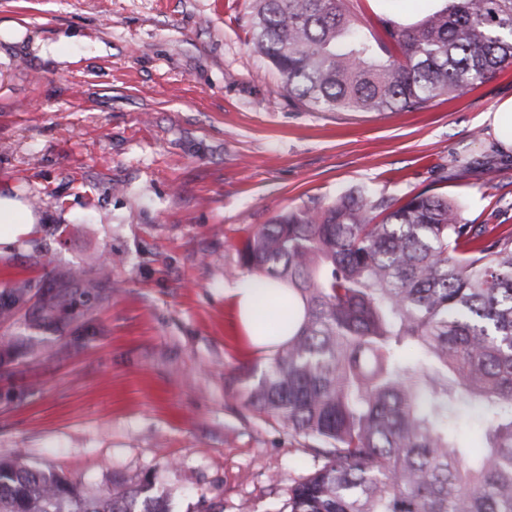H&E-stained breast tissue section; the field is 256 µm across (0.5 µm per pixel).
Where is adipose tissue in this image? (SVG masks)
Segmentation results:
<instances>
[{
    "label": "adipose tissue",
    "instance_id": "adipose-tissue-1",
    "mask_svg": "<svg viewBox=\"0 0 512 512\" xmlns=\"http://www.w3.org/2000/svg\"><path fill=\"white\" fill-rule=\"evenodd\" d=\"M34 228L35 219L20 200L0 196V249L10 248L18 237L32 233ZM271 293L268 284L250 278L224 291L236 308L242 338L255 349L269 342L265 329L279 319L278 313L265 304Z\"/></svg>",
    "mask_w": 512,
    "mask_h": 512
}]
</instances>
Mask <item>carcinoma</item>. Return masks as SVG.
Here are the masks:
<instances>
[{"label":"carcinoma","mask_w":512,"mask_h":512,"mask_svg":"<svg viewBox=\"0 0 512 512\" xmlns=\"http://www.w3.org/2000/svg\"><path fill=\"white\" fill-rule=\"evenodd\" d=\"M347 0H253L254 53L311 112H413L512 65V0H440L368 34ZM240 265L278 288L288 340L259 352L245 403L311 443L283 512H512V229L428 190L360 188L263 225ZM71 279L112 283V257ZM474 410L481 446L458 443ZM115 482L88 501L0 465V512H171Z\"/></svg>","instance_id":"carcinoma-1"}]
</instances>
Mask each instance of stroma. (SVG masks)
<instances>
[{
    "instance_id": "stroma-1",
    "label": "stroma",
    "mask_w": 512,
    "mask_h": 512,
    "mask_svg": "<svg viewBox=\"0 0 512 512\" xmlns=\"http://www.w3.org/2000/svg\"><path fill=\"white\" fill-rule=\"evenodd\" d=\"M430 0H349L409 24ZM252 0H0V194L34 231L0 253V463L53 471L90 499L151 478L171 512H281L313 465L245 406L256 357L224 290L280 211L361 187L458 199L512 226V159L485 120L512 67L419 112H309L253 54ZM59 44L63 57L43 56ZM120 257L81 313L69 273ZM31 281L15 303V281ZM54 310L46 319V310Z\"/></svg>"
}]
</instances>
